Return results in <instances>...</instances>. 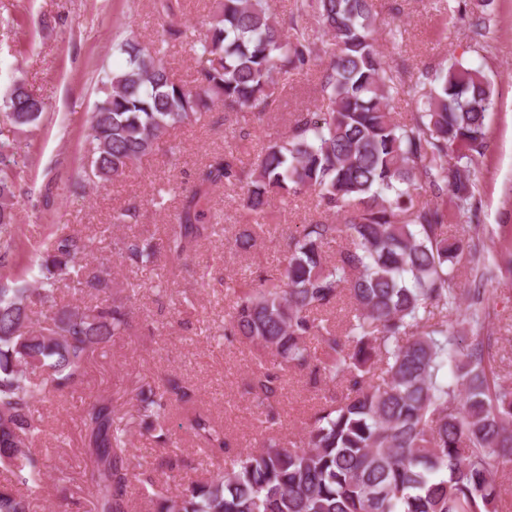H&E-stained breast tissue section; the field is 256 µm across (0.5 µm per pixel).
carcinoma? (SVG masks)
Returning <instances> with one entry per match:
<instances>
[{"instance_id":"obj_1","label":"carcinoma","mask_w":512,"mask_h":512,"mask_svg":"<svg viewBox=\"0 0 512 512\" xmlns=\"http://www.w3.org/2000/svg\"><path fill=\"white\" fill-rule=\"evenodd\" d=\"M382 2L293 0L279 15L270 0H217L197 31L181 21V0H156L164 44L124 38L125 65L105 74L104 97L88 121L89 169L72 181L76 188L117 181L144 157L174 151L175 131L216 107L230 123L241 112L265 113L279 78L320 61L325 109L297 113L288 133L267 140L248 166L232 149L210 156L175 208L160 247L169 260L188 258L216 235L211 191L218 185L240 190L248 222L260 229L276 216L273 201L286 211L307 193L343 220L303 225L278 275L226 289L234 300L224 335L267 356L248 383L264 439L176 493L138 465L154 512H499L512 493L504 484L512 387L492 365L490 337L452 331L454 323L479 321L486 307L475 288L459 314L455 269L465 244L442 231L474 197L470 167L485 148L497 90L463 57L404 80L376 46ZM176 43L201 60L191 82L167 66L165 45ZM402 92L411 109L397 120ZM0 108L24 132L39 126L45 103L17 79ZM23 166L21 142L0 137L1 270L17 248ZM339 237L345 244L326 257L324 247ZM160 248L153 236L133 233L121 258L152 263ZM96 249L95 238L62 230L37 256L35 287L0 276V468L14 476V485H0V512H31L30 492L43 482L35 403L77 383L128 326L129 297L112 289L108 269L84 275L81 261ZM82 275L94 300L58 308L61 286ZM345 293L340 331L327 313ZM291 367L313 387L342 388L298 442L273 434L281 426L274 402ZM166 405L164 394L142 385L130 415L104 399L83 409L87 512H129L131 436ZM190 429L226 447L224 431L204 418Z\"/></svg>"}]
</instances>
